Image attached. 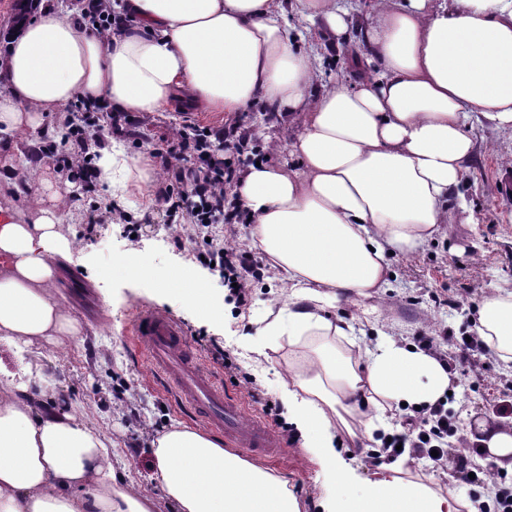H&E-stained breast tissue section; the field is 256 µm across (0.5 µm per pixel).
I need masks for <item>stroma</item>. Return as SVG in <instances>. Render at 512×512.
I'll return each mask as SVG.
<instances>
[{"label": "stroma", "mask_w": 512, "mask_h": 512, "mask_svg": "<svg viewBox=\"0 0 512 512\" xmlns=\"http://www.w3.org/2000/svg\"><path fill=\"white\" fill-rule=\"evenodd\" d=\"M295 27L303 32V46L318 48L314 65L319 72V87L355 81L342 46L328 45L318 31L305 30L303 22H296ZM142 119L146 133L156 140L179 125L220 128L234 122L257 125L263 139L276 138L285 143L292 136L286 122L272 116L261 98L243 112L231 115L174 101L162 111L143 114ZM470 133L476 154L461 187L449 196L448 209L455 214L459 203H466L471 221L443 225L434 243L416 254L390 257L393 279L386 304L369 299L345 311L347 317L362 324L365 343H375L378 332L391 328L408 343L422 334L461 335L472 331L476 306L490 288L512 290V198L502 195L498 181L501 171H512V130L480 121L473 124ZM62 135V129L53 126L42 137L16 133L10 147H0V175H8L13 168L31 167V148L40 139L57 141ZM33 169L65 200L62 230L75 238L79 250L61 267L56 292L83 327L78 339H66L45 349L43 379L46 385L62 392L65 400L87 405L112 438L113 453L125 464L129 479L151 496H160L153 449L146 433L162 431L178 422L192 426L196 420L174 402L165 382L151 373L144 358L128 345L127 334L136 311L151 309L178 320L195 357L222 381L226 391L237 395L250 412L257 414L265 402H283L288 345H280L265 357L256 351L261 342L259 322L269 302L281 296L283 287L267 270L253 281L247 306L238 308L229 303L223 279L197 261L195 245L174 247L176 228L158 200L162 179H155L144 195L129 197L124 204V223L102 224L90 233L84 215L95 198L111 197V187L99 184L98 195L93 198L78 192L76 184L69 182L52 160ZM128 223L139 225L137 239L125 233ZM132 244L156 271L187 267L202 277L215 305L223 310V319L200 314L176 291L163 288L153 278L130 279L113 274V261ZM227 353L239 367V376L225 372L223 356ZM454 377L457 387L451 407L461 412V436L452 445L460 450L474 443L481 426L499 422V402L512 401V362L494 356L477 367L457 368ZM281 438L284 448L280 458L253 455L250 463L287 479L299 512H323L326 470L312 452L303 448L296 429L282 433ZM399 461L404 478L432 480L434 489L453 492L462 501H469V486L454 478L451 470L434 469L406 455Z\"/></svg>", "instance_id": "stroma-1"}]
</instances>
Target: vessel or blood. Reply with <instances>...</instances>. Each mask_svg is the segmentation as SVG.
Returning a JSON list of instances; mask_svg holds the SVG:
<instances>
[{
	"instance_id": "1",
	"label": "vessel or blood",
	"mask_w": 512,
	"mask_h": 512,
	"mask_svg": "<svg viewBox=\"0 0 512 512\" xmlns=\"http://www.w3.org/2000/svg\"><path fill=\"white\" fill-rule=\"evenodd\" d=\"M129 336L133 347L164 376L177 402L189 405L207 427L222 431L230 445L271 455L282 448L281 437L263 419L249 413L237 398L226 395L223 385L201 368L174 318L140 310Z\"/></svg>"
}]
</instances>
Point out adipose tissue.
<instances>
[{
  "label": "adipose tissue",
  "mask_w": 512,
  "mask_h": 512,
  "mask_svg": "<svg viewBox=\"0 0 512 512\" xmlns=\"http://www.w3.org/2000/svg\"><path fill=\"white\" fill-rule=\"evenodd\" d=\"M285 0H123L133 21L106 37L78 8L38 0L0 58V135L37 132L46 113L83 99L114 112H157L177 94L235 114L255 98L294 125L295 165L248 167L235 193L252 235L289 293L259 333L292 347L283 396L304 447L331 477L329 512H460L454 494L379 466L354 489L333 442L358 457L387 429V407L444 397L452 376L434 356L390 337L360 344L338 311L390 286L388 257L423 250L449 220L448 197L475 153L471 119L512 129V0H376L358 44L337 0H297L303 21L366 58L380 74L311 94L316 74ZM113 195L142 193L144 158L112 145L97 164ZM59 206L0 208V343L55 345L81 333L58 300L59 267L75 253ZM474 329L512 361V292L491 289ZM42 365L0 370V512H299L286 480L178 423L152 440L163 497L145 494L110 462L85 407L47 394Z\"/></svg>",
  "instance_id": "ef3b65f1"
}]
</instances>
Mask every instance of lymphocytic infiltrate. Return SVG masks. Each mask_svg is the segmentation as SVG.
<instances>
[{
	"label": "lymphocytic infiltrate",
	"instance_id": "obj_1",
	"mask_svg": "<svg viewBox=\"0 0 512 512\" xmlns=\"http://www.w3.org/2000/svg\"><path fill=\"white\" fill-rule=\"evenodd\" d=\"M81 22L96 31L114 36L122 34L129 19L115 9L112 0H81ZM51 124L64 126L60 142L38 149L35 161H55L59 170L77 174L82 191L97 189L95 168L91 162L104 144L103 131L135 136L140 149L159 160L167 185L160 199L168 212L181 215L183 232L176 235L177 245L205 239L202 254L206 264L232 284L238 306H246L253 280L260 275L261 264L250 252L208 242L210 227L224 225L234 232L236 225L249 223L248 212L228 192L236 185L240 172L247 166L265 161L258 149L251 128L235 123L224 128L205 131L195 127L182 128L163 143H155L141 131L135 115L111 112L96 102H80L78 111L52 113ZM421 348L444 357L445 345H452L456 354L449 370L471 363L475 358L490 356L491 350L481 336L471 339L456 336H422ZM407 430L392 434L381 448L368 455L378 465L408 452L416 460L432 461L437 467H452L460 480L469 481L476 494L472 502L479 512H512V483L493 460L487 459L483 448L472 447L452 451L449 440L458 434L460 420L448 409L445 401L425 405L407 417Z\"/></svg>",
	"mask_w": 512,
	"mask_h": 512
}]
</instances>
